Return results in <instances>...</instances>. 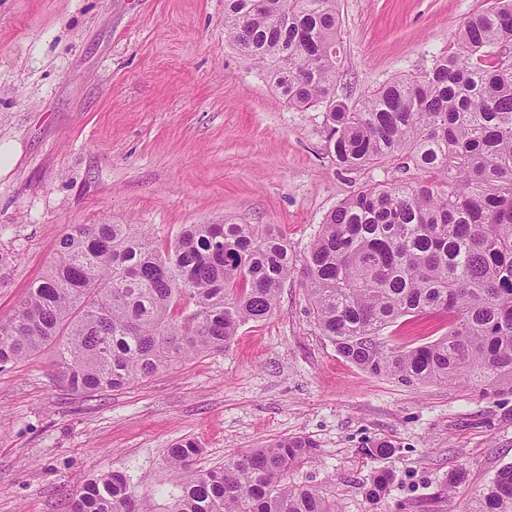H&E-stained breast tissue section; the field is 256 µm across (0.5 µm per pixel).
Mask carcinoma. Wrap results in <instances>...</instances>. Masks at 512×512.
<instances>
[{"mask_svg":"<svg viewBox=\"0 0 512 512\" xmlns=\"http://www.w3.org/2000/svg\"><path fill=\"white\" fill-rule=\"evenodd\" d=\"M339 25L337 0H224L225 38L278 97L324 107L336 165L422 174L363 185L325 215L302 266L315 324L370 374L512 394V0H486L455 51L352 104L334 95ZM293 274L288 241L269 224H186L167 243L143 224L77 225L0 319V370L51 349L72 389L120 390L224 350L242 324L273 314ZM430 315L448 318L436 339L380 341ZM317 448L285 437L199 473L200 443L180 439L168 450L180 476L170 512H338L322 491L286 483ZM72 512L137 508L112 472L87 480ZM464 512H512V465Z\"/></svg>","mask_w":512,"mask_h":512,"instance_id":"obj_1","label":"carcinoma"}]
</instances>
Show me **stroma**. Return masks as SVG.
<instances>
[{
	"mask_svg": "<svg viewBox=\"0 0 512 512\" xmlns=\"http://www.w3.org/2000/svg\"><path fill=\"white\" fill-rule=\"evenodd\" d=\"M483 0H338L337 99L415 76L455 49ZM320 108H288L224 38V0H0V319L77 224H271L302 265L324 216L393 165L339 169ZM445 320L384 331L415 346ZM306 436L315 462L288 484L340 512H446L512 464V395L406 386L342 358L314 323L301 276L274 313L221 352L127 388L74 391L46 350L0 371V512H70L93 475L122 473L139 512H167L179 480L167 451L198 440L208 471L268 441ZM390 449L375 452L378 442ZM390 483L381 500L368 490Z\"/></svg>",
	"mask_w": 512,
	"mask_h": 512,
	"instance_id": "35a3bbf8",
	"label": "stroma"
}]
</instances>
